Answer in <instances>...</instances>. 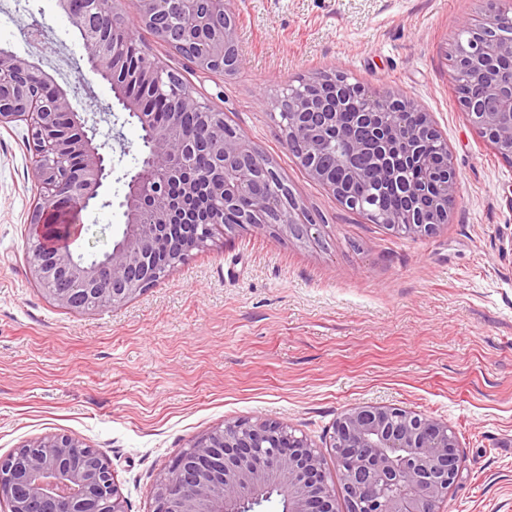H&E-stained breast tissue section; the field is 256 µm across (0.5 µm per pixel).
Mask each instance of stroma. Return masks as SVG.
<instances>
[{
    "instance_id": "stroma-1",
    "label": "stroma",
    "mask_w": 512,
    "mask_h": 512,
    "mask_svg": "<svg viewBox=\"0 0 512 512\" xmlns=\"http://www.w3.org/2000/svg\"><path fill=\"white\" fill-rule=\"evenodd\" d=\"M481 0H232L238 67L197 69L145 30L146 53L275 166L315 237L217 235L119 306L74 312L31 276L26 224L42 189L26 122L0 126V457L69 434L103 452L127 512L198 435L278 421L325 448L344 409L383 403L447 422L463 453L440 512H512V163L472 127L450 40ZM32 25L35 40L19 28ZM39 66L74 109L104 112L109 83L78 73L80 32L60 0H0V50ZM420 104L448 141L458 203L407 235L348 209L290 154L271 106L323 73ZM112 174L82 213L75 253L124 228L141 156L125 111L98 123Z\"/></svg>"
}]
</instances>
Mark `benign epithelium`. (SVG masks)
I'll use <instances>...</instances> for the list:
<instances>
[{
    "instance_id": "benign-epithelium-1",
    "label": "benign epithelium",
    "mask_w": 512,
    "mask_h": 512,
    "mask_svg": "<svg viewBox=\"0 0 512 512\" xmlns=\"http://www.w3.org/2000/svg\"><path fill=\"white\" fill-rule=\"evenodd\" d=\"M81 33L89 71L111 84L122 110L142 130L144 158L127 182L119 206L125 228L112 249L85 258L52 248L45 237L59 214L81 216L111 174L88 115L72 108L67 91L39 67L0 50V126L27 123L33 176L45 189L30 212L31 270L57 304L84 312L116 306L153 287L192 251L230 229L224 211L240 209V224L267 227L298 239L316 225L298 222V205L287 196L254 192L273 168L250 139L206 108L171 71L139 51L137 79L153 101L122 92L113 74L126 59L130 27L150 31L190 63L207 71L235 67L236 27L229 0H141L129 20L111 0H61ZM452 44V77H464L473 92L459 101L479 134L512 162V3L485 0ZM356 95V124L344 125L328 108L327 91ZM286 110V144L297 162L351 210L370 206L367 189L396 184L409 206L376 215V223L408 235H430L448 223L457 199V170L446 139L418 103L391 92H368L338 73L306 82L272 103ZM197 116L199 134L176 120ZM336 147L329 175L320 157ZM412 164L422 181L406 175ZM329 448L338 482H329L322 452L304 435L276 421L227 422L196 437L155 482L153 512H241L261 505L274 490L286 512H438L459 477L460 444L448 423L380 404L352 406L336 418ZM343 493V504L336 500ZM9 512H127L107 457L80 439L52 434L0 458V502Z\"/></svg>"
}]
</instances>
